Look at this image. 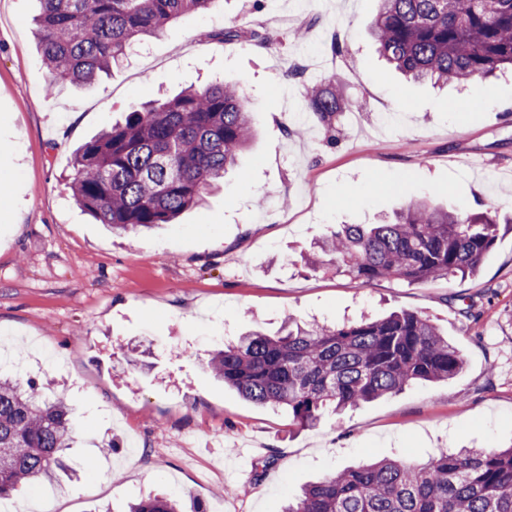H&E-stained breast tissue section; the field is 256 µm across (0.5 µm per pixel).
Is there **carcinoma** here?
Listing matches in <instances>:
<instances>
[{
	"instance_id": "obj_1",
	"label": "carcinoma",
	"mask_w": 512,
	"mask_h": 512,
	"mask_svg": "<svg viewBox=\"0 0 512 512\" xmlns=\"http://www.w3.org/2000/svg\"><path fill=\"white\" fill-rule=\"evenodd\" d=\"M36 36L49 89L89 85L175 18L215 0H38ZM379 53L405 78L465 83L512 70V0H380L371 24ZM306 108L328 128L352 107L336 87L306 88ZM253 137L241 87L211 82L128 113L84 143L74 158L76 203L124 233L170 224L224 180ZM498 214L411 202L385 224H343L304 256L367 284H409L478 274L493 248ZM224 385L257 404L282 408L303 428L328 415L395 394L417 382L455 379L457 348L423 315L259 331L224 345L208 362ZM64 398L37 384L0 378V499L20 486L54 482L71 469L73 425ZM129 512H178L148 496ZM282 512H512V448H441L431 459L384 458L332 472Z\"/></svg>"
}]
</instances>
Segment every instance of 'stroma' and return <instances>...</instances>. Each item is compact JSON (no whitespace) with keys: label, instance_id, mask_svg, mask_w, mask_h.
Returning <instances> with one entry per match:
<instances>
[{"label":"stroma","instance_id":"obj_1","mask_svg":"<svg viewBox=\"0 0 512 512\" xmlns=\"http://www.w3.org/2000/svg\"><path fill=\"white\" fill-rule=\"evenodd\" d=\"M377 7L215 0L95 84L51 92L37 0H0V366L65 395L77 468L61 485L21 487L19 512H125L149 493L183 512H280L302 486L373 459L512 446V73L442 89L406 81L369 37ZM234 25L256 38L221 39ZM215 80L243 88L256 127L220 188L137 234L76 204L81 145L134 106ZM320 82L363 108L327 130L303 102ZM421 199L504 217L477 277L362 284L299 265L336 225L376 224ZM401 310L447 335L462 373L313 428L242 398L207 366L249 330L277 334L287 314L341 322ZM87 458L90 473L78 469Z\"/></svg>","mask_w":512,"mask_h":512}]
</instances>
